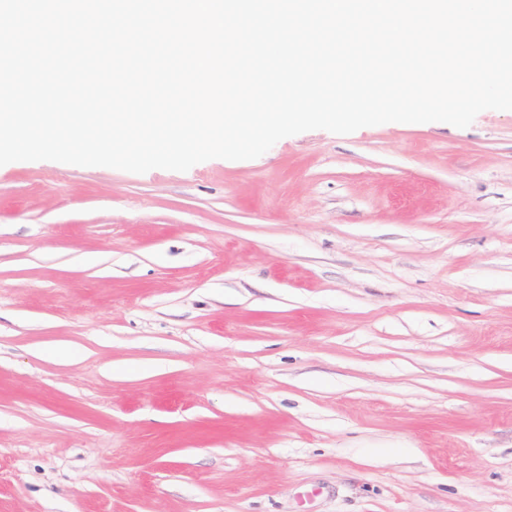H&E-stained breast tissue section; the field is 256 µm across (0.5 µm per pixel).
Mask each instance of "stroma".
<instances>
[{
    "mask_svg": "<svg viewBox=\"0 0 512 512\" xmlns=\"http://www.w3.org/2000/svg\"><path fill=\"white\" fill-rule=\"evenodd\" d=\"M0 512H512V110L0 166Z\"/></svg>",
    "mask_w": 512,
    "mask_h": 512,
    "instance_id": "obj_1",
    "label": "stroma"
}]
</instances>
